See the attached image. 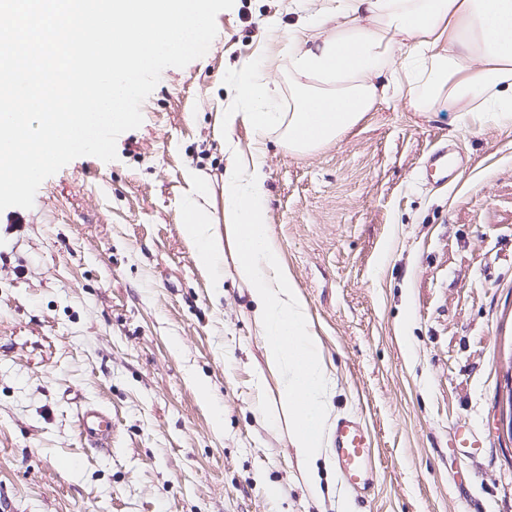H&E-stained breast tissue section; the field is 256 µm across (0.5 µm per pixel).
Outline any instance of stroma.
Instances as JSON below:
<instances>
[{"label":"stroma","instance_id":"35a3bbf8","mask_svg":"<svg viewBox=\"0 0 512 512\" xmlns=\"http://www.w3.org/2000/svg\"><path fill=\"white\" fill-rule=\"evenodd\" d=\"M329 0H235L207 53L169 67L117 158L84 156L0 223V512H512V123L466 126L379 103L299 154L219 114L267 63L281 109L288 58L270 26L305 41L299 15ZM452 143L442 185L425 163ZM262 150L268 221L308 305L333 379L331 417L361 416L379 480L351 499L331 455L304 483L248 288L214 286L182 223L188 170L223 227L231 155ZM112 416L91 448L77 414ZM481 454H453L457 427Z\"/></svg>","mask_w":512,"mask_h":512}]
</instances>
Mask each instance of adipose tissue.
I'll list each match as a JSON object with an SVG mask.
<instances>
[{"instance_id": "ef3b65f1", "label": "adipose tissue", "mask_w": 512, "mask_h": 512, "mask_svg": "<svg viewBox=\"0 0 512 512\" xmlns=\"http://www.w3.org/2000/svg\"><path fill=\"white\" fill-rule=\"evenodd\" d=\"M319 24L331 27V35L288 46L291 109L274 108L276 82L252 72L238 86L250 109L224 112L225 131L241 121L277 130L289 150L303 153L338 138L389 98L409 112L448 106L478 128L512 122V0H336ZM186 179L193 191L183 206L184 229L210 280L222 283L230 260L249 288L292 445L312 488H319L311 464L323 448L333 383L268 222L262 158L240 156L225 170L228 222L220 237L202 203L205 184L193 171Z\"/></svg>"}]
</instances>
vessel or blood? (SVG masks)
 Masks as SVG:
<instances>
[{"label":"vessel or blood","mask_w":512,"mask_h":512,"mask_svg":"<svg viewBox=\"0 0 512 512\" xmlns=\"http://www.w3.org/2000/svg\"><path fill=\"white\" fill-rule=\"evenodd\" d=\"M82 437L94 447L105 445L112 435L111 414L94 404L78 413ZM334 462L343 483L351 490L366 489L373 477V450L366 426L355 417L339 419L333 430Z\"/></svg>","instance_id":"1"}]
</instances>
